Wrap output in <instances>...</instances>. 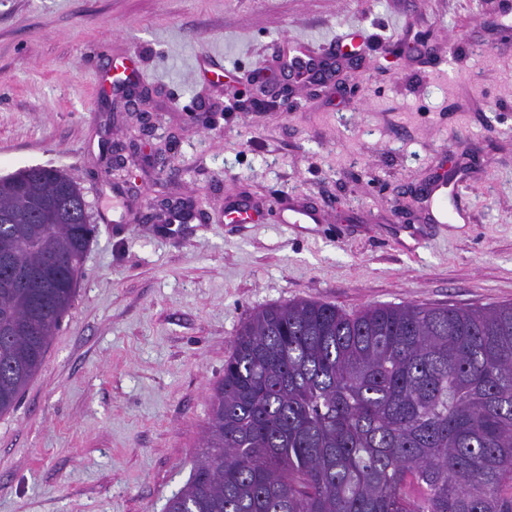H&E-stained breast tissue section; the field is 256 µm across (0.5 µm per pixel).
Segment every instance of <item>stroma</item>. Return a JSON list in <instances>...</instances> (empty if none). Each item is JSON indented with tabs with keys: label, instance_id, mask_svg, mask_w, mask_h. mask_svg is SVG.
I'll return each mask as SVG.
<instances>
[{
	"label": "stroma",
	"instance_id": "stroma-1",
	"mask_svg": "<svg viewBox=\"0 0 512 512\" xmlns=\"http://www.w3.org/2000/svg\"><path fill=\"white\" fill-rule=\"evenodd\" d=\"M502 0H0V176L67 170L96 237L70 313L0 417V512H165L253 311L512 303V15ZM359 33L332 83L257 86L283 45ZM146 92L126 107L113 72ZM466 162L463 227L423 220ZM125 187L135 222L112 221ZM259 207L184 224L177 203ZM291 199L320 224H282Z\"/></svg>",
	"mask_w": 512,
	"mask_h": 512
}]
</instances>
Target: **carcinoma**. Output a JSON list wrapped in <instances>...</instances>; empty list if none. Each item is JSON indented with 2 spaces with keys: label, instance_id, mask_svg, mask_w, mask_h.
Listing matches in <instances>:
<instances>
[{
  "label": "carcinoma",
  "instance_id": "carcinoma-1",
  "mask_svg": "<svg viewBox=\"0 0 512 512\" xmlns=\"http://www.w3.org/2000/svg\"><path fill=\"white\" fill-rule=\"evenodd\" d=\"M65 170L0 177V415L74 301L94 226L48 203ZM203 458L166 512H512V303L251 313L214 388Z\"/></svg>",
  "mask_w": 512,
  "mask_h": 512
}]
</instances>
